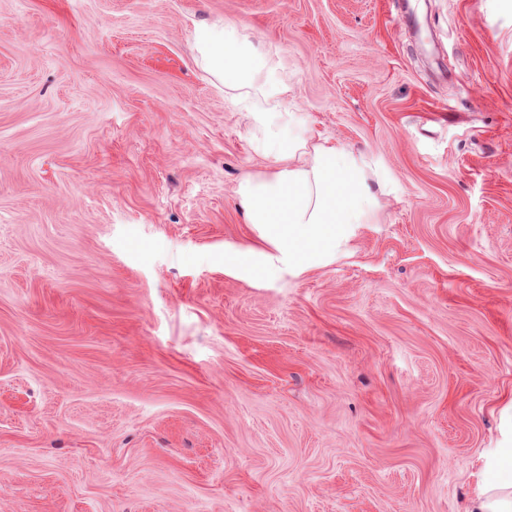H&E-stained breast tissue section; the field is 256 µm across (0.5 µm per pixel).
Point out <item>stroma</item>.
Returning a JSON list of instances; mask_svg holds the SVG:
<instances>
[{
	"label": "stroma",
	"mask_w": 512,
	"mask_h": 512,
	"mask_svg": "<svg viewBox=\"0 0 512 512\" xmlns=\"http://www.w3.org/2000/svg\"><path fill=\"white\" fill-rule=\"evenodd\" d=\"M0 0V512H465L512 409V0ZM245 26L385 180L255 280Z\"/></svg>",
	"instance_id": "stroma-1"
}]
</instances>
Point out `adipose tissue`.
Segmentation results:
<instances>
[{
    "instance_id": "adipose-tissue-1",
    "label": "adipose tissue",
    "mask_w": 512,
    "mask_h": 512,
    "mask_svg": "<svg viewBox=\"0 0 512 512\" xmlns=\"http://www.w3.org/2000/svg\"><path fill=\"white\" fill-rule=\"evenodd\" d=\"M191 41L214 85L254 100L249 113L265 172L247 173L236 202L262 248L224 251L240 273L297 276L347 255L369 223L376 195L362 157L345 144L295 134V113L283 111L288 84L278 79L268 51L242 27L221 20L195 25ZM469 512H512V472L475 492Z\"/></svg>"
}]
</instances>
